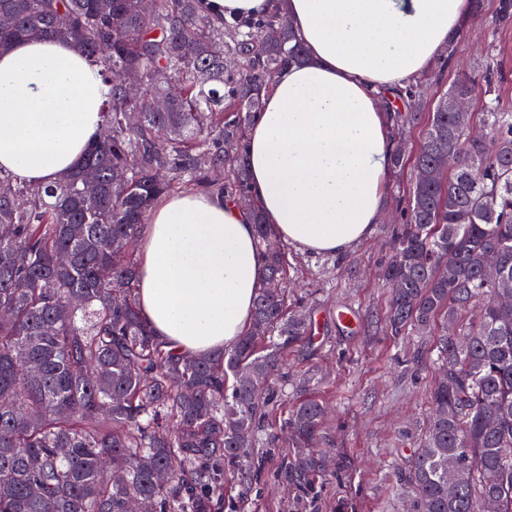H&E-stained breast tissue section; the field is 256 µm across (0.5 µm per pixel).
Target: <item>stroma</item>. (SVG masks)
<instances>
[{"instance_id":"obj_1","label":"stroma","mask_w":512,"mask_h":512,"mask_svg":"<svg viewBox=\"0 0 512 512\" xmlns=\"http://www.w3.org/2000/svg\"><path fill=\"white\" fill-rule=\"evenodd\" d=\"M478 19L459 40L443 83L485 65L506 79L498 94L512 111V28L496 29L497 0H482ZM393 225H376L343 255H315L288 246V289L302 300L318 330L288 357V398L327 402L321 447L326 470L306 488L288 484L280 466L285 435L261 450L263 467L237 512H413L397 494L400 470L415 449L429 414L437 377L436 335L394 336L385 328L390 293L380 273L392 254ZM352 321H338L339 312Z\"/></svg>"}]
</instances>
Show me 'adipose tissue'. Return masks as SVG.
I'll use <instances>...</instances> for the list:
<instances>
[{
  "label": "adipose tissue",
  "instance_id": "adipose-tissue-1",
  "mask_svg": "<svg viewBox=\"0 0 512 512\" xmlns=\"http://www.w3.org/2000/svg\"><path fill=\"white\" fill-rule=\"evenodd\" d=\"M274 0H200L216 23L269 14ZM471 0H288L306 50L263 94L246 136L249 183L275 236L335 255L384 213L392 143L380 93L428 73ZM106 87L66 41L0 54V172L46 183L99 135ZM137 301L154 334L187 355L232 346L266 277L248 212L190 189L157 200L139 237Z\"/></svg>",
  "mask_w": 512,
  "mask_h": 512
}]
</instances>
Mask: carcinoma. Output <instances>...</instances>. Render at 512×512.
<instances>
[{
    "instance_id": "carcinoma-1",
    "label": "carcinoma",
    "mask_w": 512,
    "mask_h": 512,
    "mask_svg": "<svg viewBox=\"0 0 512 512\" xmlns=\"http://www.w3.org/2000/svg\"><path fill=\"white\" fill-rule=\"evenodd\" d=\"M284 2L217 26L198 0H0L13 17L0 51L72 42L108 87L103 133L76 169L48 184L0 174V512H127L133 499L153 512H224V472L245 486L277 424L293 440L285 480L302 487L324 469L310 449L322 401L297 399L277 417L270 381L313 322L288 305V253L268 246L258 208L267 279L229 348L188 356L153 335L131 249L151 206L175 189L249 195L246 129L275 74L305 57ZM123 74L139 78V98L124 94ZM504 79L487 67L443 92L483 95L464 121L423 110L420 81L382 97L390 125L425 128L383 274L392 332L440 326L432 413L400 476L415 512H482L488 499L512 512V304L497 299L499 282L512 281V112L491 96ZM472 120L486 138H471ZM75 296L84 303L71 310Z\"/></svg>"
}]
</instances>
